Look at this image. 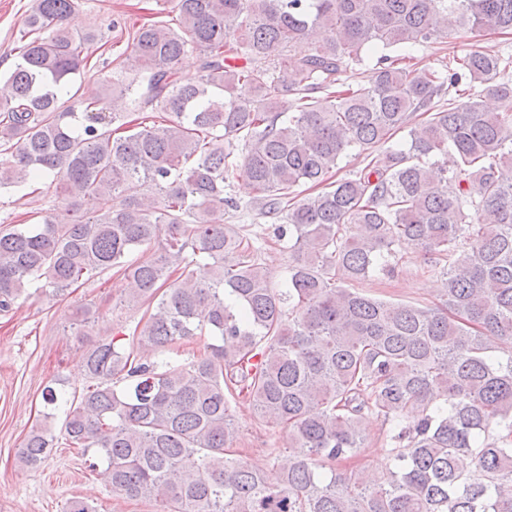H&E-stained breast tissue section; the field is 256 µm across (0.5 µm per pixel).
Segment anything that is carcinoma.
<instances>
[{
	"mask_svg": "<svg viewBox=\"0 0 512 512\" xmlns=\"http://www.w3.org/2000/svg\"><path fill=\"white\" fill-rule=\"evenodd\" d=\"M77 6L35 0L4 78L0 193L51 175L71 218L0 229V312L34 282L64 298L112 269L145 311L128 346L84 353L90 385L65 439L102 454L112 493L169 512H512V346L497 355L512 342V113L486 108L512 99V56L464 52L445 74L390 55L463 24L512 32V0H170L175 20L129 35L140 68L65 108L98 42L72 29ZM189 51L200 75L182 82ZM367 51L373 81L344 85ZM464 79L467 100L435 108ZM284 92L288 114L275 111ZM416 112L427 118L410 128ZM405 128L408 149L383 148ZM233 139L239 155L224 149ZM349 151L366 165L334 178ZM237 173L282 215L284 290L224 223ZM131 182L145 193L125 195ZM406 249L442 277L440 304L355 288L393 274ZM202 332L216 343L190 362L158 359ZM234 397L288 430L282 464L233 457ZM366 420L388 425L381 475L338 469L366 447ZM54 441L33 428L20 463L40 465Z\"/></svg>",
	"mask_w": 512,
	"mask_h": 512,
	"instance_id": "cac0c4a2",
	"label": "carcinoma"
}]
</instances>
